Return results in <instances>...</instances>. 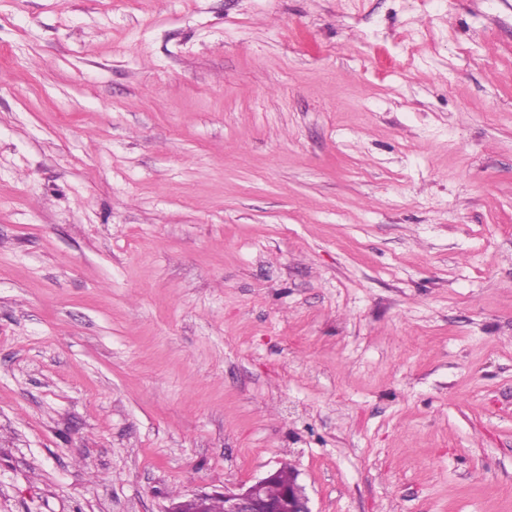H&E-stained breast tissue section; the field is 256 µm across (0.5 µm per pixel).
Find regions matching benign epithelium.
Returning <instances> with one entry per match:
<instances>
[{
	"mask_svg": "<svg viewBox=\"0 0 512 512\" xmlns=\"http://www.w3.org/2000/svg\"><path fill=\"white\" fill-rule=\"evenodd\" d=\"M216 498L223 501L224 512H312L305 488L298 482V474L284 482L277 469L233 491H201L188 499L173 496L165 512H184V505L188 503L195 506L196 512H206Z\"/></svg>",
	"mask_w": 512,
	"mask_h": 512,
	"instance_id": "obj_1",
	"label": "benign epithelium"
}]
</instances>
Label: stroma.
<instances>
[{"label":"stroma","mask_w":512,"mask_h":512,"mask_svg":"<svg viewBox=\"0 0 512 512\" xmlns=\"http://www.w3.org/2000/svg\"><path fill=\"white\" fill-rule=\"evenodd\" d=\"M512 512V0H0V512ZM279 471L281 477H279ZM288 466L269 471L264 477L250 484H242L236 490L224 493L197 492L188 499L181 496L169 498V505L164 512H185L184 505L194 504L196 511L208 512L207 507L215 498L211 512H313L309 506V497L305 488L298 482L297 473ZM224 503V509H223Z\"/></svg>","instance_id":"obj_1"}]
</instances>
